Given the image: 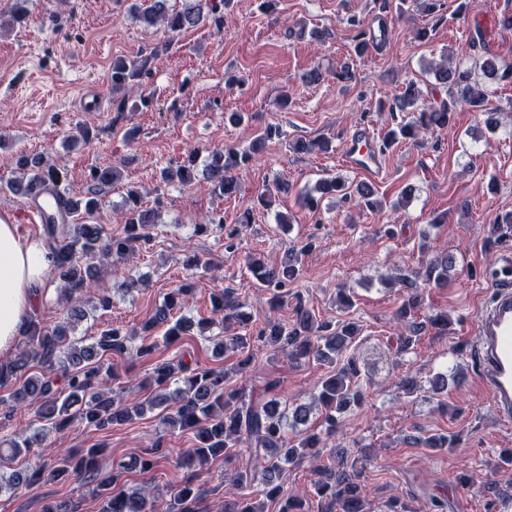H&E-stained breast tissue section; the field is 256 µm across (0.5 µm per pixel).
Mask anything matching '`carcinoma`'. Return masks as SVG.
<instances>
[{
  "label": "carcinoma",
  "instance_id": "1",
  "mask_svg": "<svg viewBox=\"0 0 512 512\" xmlns=\"http://www.w3.org/2000/svg\"><path fill=\"white\" fill-rule=\"evenodd\" d=\"M149 5L136 4L131 10L146 27H162L170 37L199 25L221 29L224 14L212 0H147ZM348 24L356 29L354 51L364 54L368 47V33L362 20L352 17ZM155 51L133 59L112 60V93L119 94L128 88L142 85L151 76ZM490 82L512 81V65L493 56L480 55L473 65L443 58L429 66L435 76V86L445 94L441 101L426 104L423 91L416 82L408 83L394 100L397 112H407L411 120L389 127L384 141L395 143L401 138L415 140L429 131L448 128L458 108L468 106L486 115L485 124L490 129L498 126L497 111L487 108L485 90L475 80V71ZM282 132L269 126L258 136L250 150L240 151L226 147L211 154V160L197 170L199 151L191 150L177 167L160 171V180L166 184L177 182L191 185L197 173L212 182L214 189L224 196L238 190L233 171L247 167L253 155L266 142L278 138ZM297 153L328 152L327 140H298L292 145ZM21 176L6 183V189L16 195L26 196L38 182L61 189L62 213L67 220L60 224L42 225L43 236L54 255L51 275L60 285L62 299L68 304L67 320L49 329L31 316L24 333L27 341L18 357L0 363V388L9 389L8 396L0 398L5 408L3 419H8L18 406L38 405V415L44 422L42 430L61 433L75 420L97 430L130 422L160 408L165 411L161 423L170 431L190 433L193 447L176 459V467L187 472L174 486L170 498L163 501L151 493V485L129 486L120 484L125 473H135L147 481L156 479L160 463L170 457V449L157 441L141 453L129 457L118 469L106 463L107 448L98 444L57 452L40 465L21 463L7 480L0 479V493L15 494L35 484L48 481H65L76 478L91 487L100 501L99 512H204L202 501L205 491L195 483L194 471L216 458L236 464L235 481L240 489L237 499L227 501L222 512H265L267 502H275L279 512H306L305 495L288 490L282 481L286 467L302 459L315 463L318 478L316 495L326 503L323 512H367L366 488L357 472L358 461L347 463L339 452L329 456L337 462L323 463V436L336 433L342 415L352 405L364 401L358 359L349 353L359 336V325L351 320L336 323L322 322L302 302L294 307L291 324L269 318L256 335L242 333L251 316L243 310L234 292L228 288L212 294L213 317L195 320L186 315L175 316L174 310L182 308L189 285L183 284L166 294L162 305L141 327L144 336L121 326L109 327L86 344L82 339H70L69 321L82 316L80 300L93 288L97 276L96 261L101 257L124 258L143 251L152 235L150 225L159 223L160 212L141 203V195L130 191L125 199L121 231L112 234L101 224H92V217L99 207L98 198L86 193L61 188L63 174L54 164L38 155H21L16 161ZM121 175L117 166L94 168L90 177L100 186H110ZM338 195L362 209H375L380 202L374 188L359 183L348 191L345 180L337 176L321 179L313 191L303 195L304 203L313 208L317 200L312 193ZM313 247L308 242L301 249L287 251L286 257L276 265L249 254L245 267L260 287L271 294L272 309H277L292 295L291 285L298 275V253ZM453 261L446 254L428 260L415 278H403L411 290L396 311L401 324L396 337V353L407 351L424 325L411 320V312L421 306L422 294L417 283L433 288H445L451 279ZM213 326L224 330V340L217 343L216 353H237L241 356L231 369L197 363H185L177 355L159 362L147 382L152 396L141 402L123 404L112 395L110 381L118 378L114 366L107 363L110 356H122L135 351L139 357L153 353L157 341L150 340V333L164 329L163 343L170 346L183 336L204 334ZM260 342L274 346L288 354L296 363L318 361L330 371L317 384L314 404L282 405L277 393L279 384L270 382L263 393L257 395L244 388L229 386V374H242L249 370L252 361L251 344ZM321 420L320 431L307 434L298 441L289 434L309 424L312 415ZM39 436L13 438L6 442L12 457L18 459L34 453ZM41 512H79V505L70 499L45 503Z\"/></svg>",
  "mask_w": 512,
  "mask_h": 512
}]
</instances>
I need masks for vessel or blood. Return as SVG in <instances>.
<instances>
[{
    "label": "vessel or blood",
    "mask_w": 512,
    "mask_h": 512,
    "mask_svg": "<svg viewBox=\"0 0 512 512\" xmlns=\"http://www.w3.org/2000/svg\"><path fill=\"white\" fill-rule=\"evenodd\" d=\"M343 156L347 167L380 181L388 174L387 160L374 131L363 126L352 132ZM54 194L44 193L28 200L25 221L44 223L56 213ZM475 354L480 384L488 391L493 407L501 419L512 418V274L503 273L485 303L478 324Z\"/></svg>",
    "instance_id": "1"
}]
</instances>
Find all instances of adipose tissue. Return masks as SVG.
<instances>
[{
	"instance_id": "ef3b65f1",
	"label": "adipose tissue",
	"mask_w": 512,
	"mask_h": 512,
	"mask_svg": "<svg viewBox=\"0 0 512 512\" xmlns=\"http://www.w3.org/2000/svg\"><path fill=\"white\" fill-rule=\"evenodd\" d=\"M51 266L46 241L22 237L17 225L0 221V357L13 352Z\"/></svg>"
}]
</instances>
